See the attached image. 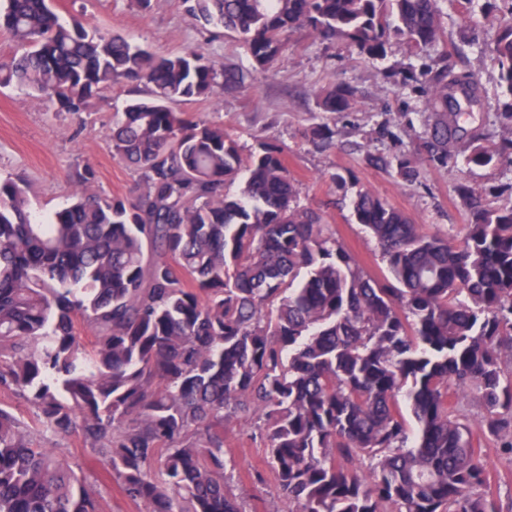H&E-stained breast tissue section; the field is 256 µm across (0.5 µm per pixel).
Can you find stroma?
<instances>
[{
  "mask_svg": "<svg viewBox=\"0 0 512 512\" xmlns=\"http://www.w3.org/2000/svg\"><path fill=\"white\" fill-rule=\"evenodd\" d=\"M54 9L60 21L83 18L90 29L121 34L158 54L198 50L239 74V87L217 90L206 100L177 103V111L224 126L242 155L258 151L265 141L277 145L298 182L300 204L320 210L325 223L333 225L346 248L371 274L386 272L379 247L363 226L353 222L348 205L339 203L340 193L329 181V173L341 172L356 188L383 195L414 223L451 235L461 230L469 216L467 204L457 193L459 183L480 187L492 201L512 199V162L479 167L466 164L462 156L471 131L501 130L495 111L499 95L495 74L476 54H468L467 59L485 90L483 108L466 123L454 160L440 166L417 158V178L408 182L370 161L377 154L412 150L424 131V98L418 86L400 87L386 77L387 72L422 64V57L405 44H394L385 60L371 62L358 58L344 41L323 42L299 30L290 35L288 51L267 73L259 74L233 33L194 21L181 0H151L146 9L137 0H54ZM335 82L357 88L353 111H318L315 90ZM143 95V89L134 85H118L91 100L84 112L74 114L58 110L29 87H0V179L27 183L31 212L39 221L68 203L78 174L88 168L96 173V189L131 195L140 185L139 174L113 155L107 135L114 112ZM318 123L334 130L330 144L313 143L311 128ZM227 443L226 474L247 503L258 506L260 512H288L273 482L261 484L254 478L266 465L260 443L250 440L246 426L231 428ZM484 454L491 491L503 512H512V455L491 447Z\"/></svg>",
  "mask_w": 512,
  "mask_h": 512,
  "instance_id": "1",
  "label": "stroma"
}]
</instances>
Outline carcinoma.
Masks as SVG:
<instances>
[{
    "label": "carcinoma",
    "mask_w": 512,
    "mask_h": 512,
    "mask_svg": "<svg viewBox=\"0 0 512 512\" xmlns=\"http://www.w3.org/2000/svg\"><path fill=\"white\" fill-rule=\"evenodd\" d=\"M445 1L468 21L471 0L183 3L237 34L264 72L299 29L372 61L395 42L427 53L451 41ZM52 3L0 0V29L21 49L1 85L73 113L123 82L151 98L130 100L108 134L138 193H98L87 169L70 204L34 222L26 188L0 180V391L27 407L0 402V512H101L99 482L142 512H247L224 458V433L244 418L288 512H500L481 444L512 454V201L460 184L470 215L450 240L356 191L381 280L299 204L277 146L244 158L224 126L172 108L235 87V74L202 53L91 35ZM485 8L497 28L480 49L507 101L506 135L469 145L466 163L481 167L512 155V0ZM406 80L426 93L415 153L446 165L479 78L443 61ZM314 95L322 112L357 102L344 82ZM374 162L415 178L411 155ZM55 437L104 473L91 481L42 445Z\"/></svg>",
    "instance_id": "carcinoma-1"
}]
</instances>
